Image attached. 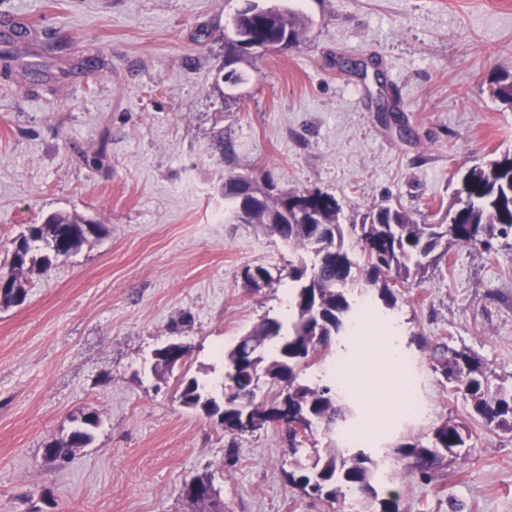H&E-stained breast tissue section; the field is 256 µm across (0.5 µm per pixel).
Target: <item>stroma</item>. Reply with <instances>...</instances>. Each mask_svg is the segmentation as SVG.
<instances>
[{"label":"stroma","instance_id":"stroma-1","mask_svg":"<svg viewBox=\"0 0 512 512\" xmlns=\"http://www.w3.org/2000/svg\"><path fill=\"white\" fill-rule=\"evenodd\" d=\"M276 1L304 14L305 34L243 65L234 85L224 36L243 0H0V22L31 29L0 61V265L53 213L103 227L26 272L25 302L0 308V512H213L184 491L207 472L223 512H348L288 484L278 427L233 440L180 404L182 375L222 379L216 348L284 313L300 258L239 221L224 181L320 189L345 225L389 203L432 221L461 174L512 152V107L491 88L512 76V0ZM383 93L397 119L376 112ZM101 148L105 166H88ZM249 266L273 282L246 287ZM396 297L371 317L397 319L419 413L386 445L450 417L470 427L472 450L428 482L394 457L388 487L403 512H512V431L450 396L429 360L450 339L491 388H512V239L490 253L453 246ZM173 341L191 359L154 374V351ZM92 411L91 445L47 461L44 443Z\"/></svg>","mask_w":512,"mask_h":512}]
</instances>
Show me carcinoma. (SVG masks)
<instances>
[{
	"mask_svg": "<svg viewBox=\"0 0 512 512\" xmlns=\"http://www.w3.org/2000/svg\"><path fill=\"white\" fill-rule=\"evenodd\" d=\"M238 30L224 37V59L241 64L255 57L254 44L288 35V46L296 45L306 28L305 17L279 5L262 14L253 9L238 11ZM496 96L512 106V79L504 75L495 80ZM224 197L233 199L245 213V222L258 224L277 235L294 250L325 253L321 263L309 266L304 260L292 267L289 278L288 316L265 317L234 346L224 351L222 396L250 411V420L264 422L274 416L288 388L290 408L303 412L311 426L308 437L288 439L289 447L303 448L314 432L334 434L352 419L353 406L342 398L331 382L307 384L301 375L320 363L336 338L346 335L358 318L357 299L352 293L356 273L363 271L365 282L376 291L382 304L392 309L397 284L423 275L425 262L444 259L451 244L491 249L492 240L512 238V154L505 153L487 167L468 169L459 179L452 205L439 224H420L400 207L385 206L368 214L356 234L355 246L345 245L342 206L337 198L319 189H302L273 194L240 175L224 181ZM94 221L74 212L50 215L43 224H32L13 240L8 280L0 283V307L19 306L27 292L21 282L24 269L36 263L66 258L77 252L98 231ZM252 288L273 279L263 266L249 267L244 274ZM431 360L448 383L451 396L462 395L472 402L474 413L486 424L512 427V390L491 391L484 364L477 357L458 351L442 341L432 349ZM269 378L270 398L256 401L251 390L250 371ZM179 400L193 411L208 416H223L224 435L236 438L253 433L255 428L242 419L221 411L209 385L194 376L180 380ZM99 415L88 413L71 431L49 441L44 456L50 462L70 458L75 449L87 447L98 426ZM470 429L452 419L432 428L428 440L404 443L394 452L410 460V467L428 477L443 466L468 457L472 445ZM361 445L344 451L331 448L313 458L294 459L284 472L286 481L302 491L311 483L326 489L335 502L360 489L374 495L380 512H402L401 495L381 485V456Z\"/></svg>",
	"mask_w": 512,
	"mask_h": 512,
	"instance_id": "obj_1",
	"label": "carcinoma"
}]
</instances>
